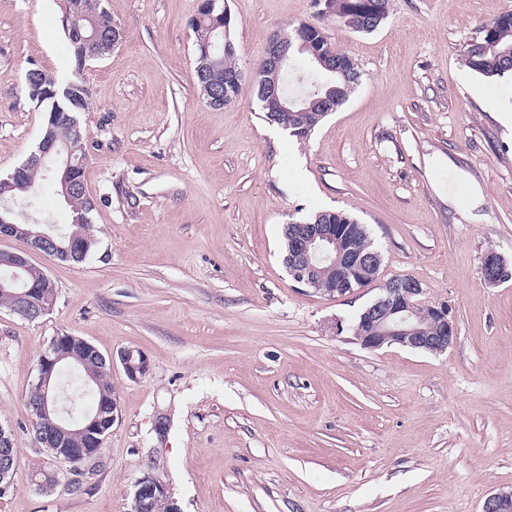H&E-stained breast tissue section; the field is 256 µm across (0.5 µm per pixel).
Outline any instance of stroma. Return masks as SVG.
Returning a JSON list of instances; mask_svg holds the SVG:
<instances>
[{"label": "stroma", "mask_w": 512, "mask_h": 512, "mask_svg": "<svg viewBox=\"0 0 512 512\" xmlns=\"http://www.w3.org/2000/svg\"><path fill=\"white\" fill-rule=\"evenodd\" d=\"M225 4L247 74L272 31L313 16L311 0ZM103 5L123 38L86 63L79 115L97 245L76 265L33 255L57 288L40 319L0 305V426L18 450L0 512H128L146 472L181 512H482L512 490V279L482 274L490 251L512 268V75L461 61L512 0H391L369 34L324 17L363 77L304 141L264 120L248 78L235 102L206 105L198 0ZM64 16L65 0H0L1 175L47 119L27 70L63 83L74 69ZM326 209L383 254L376 284L336 299L283 261L285 225ZM22 217L65 228L70 209L46 181ZM404 275L448 304L446 353L355 343L379 284ZM65 332L149 361L136 381L113 365L120 416L81 477L39 446L27 406L39 354ZM42 471L57 479L47 495L31 483Z\"/></svg>", "instance_id": "obj_1"}]
</instances>
